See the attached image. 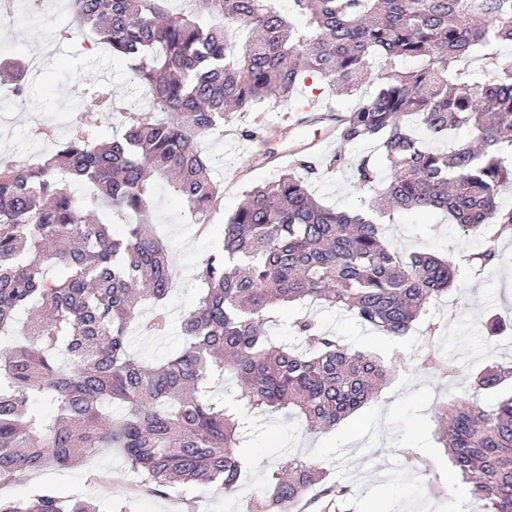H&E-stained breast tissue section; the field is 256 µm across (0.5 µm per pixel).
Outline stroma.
<instances>
[{
  "label": "stroma",
  "mask_w": 512,
  "mask_h": 512,
  "mask_svg": "<svg viewBox=\"0 0 512 512\" xmlns=\"http://www.w3.org/2000/svg\"><path fill=\"white\" fill-rule=\"evenodd\" d=\"M62 0L53 13L31 18L19 11L8 27L0 28V58L30 60L40 55L38 67L28 74L29 90L22 111L0 101V157L22 161L30 153L44 154L52 143L31 141L36 126L55 129L66 138L80 126L77 108L88 92L104 88L112 95V109L100 119L98 137L111 139L120 132L126 113L137 111L144 90L126 63L113 59L107 46L86 50ZM357 97L332 95L326 81L317 80L302 95L271 101L250 112L231 113L223 131L201 136L199 146L213 164L222 202L210 221V231L198 233L184 201L167 185L153 196L152 229L164 241L177 270V283L166 303L170 327L165 335L132 332L130 352L145 361H157L182 346L180 325L195 299L194 275L213 253L224 223L241 196L253 187L276 180L288 170L284 151L325 135L324 158L344 151L349 162L368 151L367 146L343 145L326 105L344 113ZM350 165L320 169L307 183L324 204L346 211L367 209L368 199L352 194ZM385 237L405 252H425L458 261L479 249V239L462 238L446 214L400 211L386 225ZM498 262L482 275L456 283L435 301L427 320L417 322L408 336L393 339L359 325L334 308L307 304L290 308V315L312 316L321 329L344 343L390 362L402 357L415 363L422 350L426 327L440 329L441 351L454 379L435 369L395 371L376 400L342 420L336 429L310 433L287 411L263 418H245L240 429L241 449L251 460L242 476V491L227 496L214 489L178 486L156 493L140 486L121 449L105 448L74 466H50L17 478L0 488V495L24 500L49 487L63 496L96 502L102 512H243L245 498L260 494L270 471L289 457L318 463L332 480L349 484L359 512H485L484 503L472 498L455 475L434 431L436 406L448 399L466 400L483 407L495 404V394L475 391L473 377L490 365L512 366V235L499 239ZM497 317L507 330L494 343L484 339L483 325ZM415 465H408V458Z\"/></svg>",
  "instance_id": "stroma-1"
}]
</instances>
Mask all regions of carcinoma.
Segmentation results:
<instances>
[{"mask_svg": "<svg viewBox=\"0 0 512 512\" xmlns=\"http://www.w3.org/2000/svg\"><path fill=\"white\" fill-rule=\"evenodd\" d=\"M78 26L125 60L153 97L131 112L124 131L98 143L94 128L112 111L96 89L81 104L86 133L66 139L35 164L0 162V486L46 464L67 465L101 448H121L142 485L156 491L199 483L239 492L248 459L243 417L288 410L309 431L329 430L375 400L388 368L304 315L289 324L301 351L269 327L274 312L304 300L349 314L400 337L454 285L459 266L431 254H405L382 240L385 213L441 210L482 238L464 255L481 274L495 265V242L512 234V208L498 197L512 181V67L463 78L459 64L493 41L512 42V0H65ZM306 20L299 29L296 18ZM417 70L397 73V58ZM19 64L4 76L28 91ZM308 78L336 95L375 92L336 117L344 143L376 142L381 159L360 157L356 187L373 214L329 208L307 189L315 165L255 187L224 224L223 237L196 278L199 292L181 323L184 346L159 364L135 360L130 328L161 336L157 311L174 284L167 249L153 234L150 176L172 187L210 228L220 205L198 138L250 112L290 98ZM467 128V142L451 132ZM390 169L381 174V163ZM91 186L78 197L69 184ZM126 214V224L110 216ZM53 266L56 277L45 270ZM28 315L21 337L15 317ZM428 326L421 368L452 369ZM239 389L215 401L216 384ZM480 390L512 384V367L479 373ZM436 435L487 512H512V394L483 408L461 400L436 410ZM350 486L312 461L290 457L269 474L243 512H356ZM0 512H97L81 499L43 489L26 501L0 497Z\"/></svg>", "mask_w": 512, "mask_h": 512, "instance_id": "carcinoma-1", "label": "carcinoma"}]
</instances>
